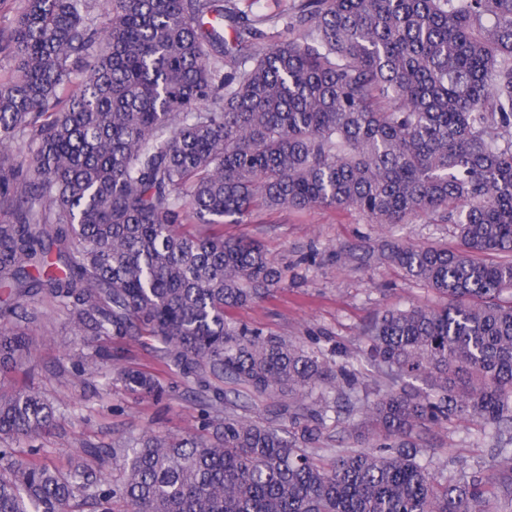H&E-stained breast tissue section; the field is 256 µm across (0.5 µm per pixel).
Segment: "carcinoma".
Here are the masks:
<instances>
[{
	"mask_svg": "<svg viewBox=\"0 0 512 512\" xmlns=\"http://www.w3.org/2000/svg\"><path fill=\"white\" fill-rule=\"evenodd\" d=\"M256 2L107 0L91 28L87 0H20L0 79V195L16 203L0 223V379L31 357L48 305L77 336L150 341L172 378L108 350L64 375L113 366L146 399L192 394L198 416L60 470L34 444L60 407L0 390V512H487L512 493V459L453 481L420 437L455 417L512 430V0H299L274 43ZM21 133L23 158L4 149ZM316 207L458 229L455 248L379 254L444 299L367 328L383 385L316 338L231 315L285 272L213 227ZM343 413L368 440L317 448Z\"/></svg>",
	"mask_w": 512,
	"mask_h": 512,
	"instance_id": "1",
	"label": "carcinoma"
}]
</instances>
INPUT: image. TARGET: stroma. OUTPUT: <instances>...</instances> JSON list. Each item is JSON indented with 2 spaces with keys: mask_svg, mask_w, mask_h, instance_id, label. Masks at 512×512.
Instances as JSON below:
<instances>
[{
  "mask_svg": "<svg viewBox=\"0 0 512 512\" xmlns=\"http://www.w3.org/2000/svg\"><path fill=\"white\" fill-rule=\"evenodd\" d=\"M220 230L230 240L260 242L272 263L288 268L287 279L272 296L234 310L235 320L298 343L317 336L324 347L333 346L350 355L364 348L368 323L384 309L441 302L437 293L408 278L398 267L375 263L364 268L360 258L368 257L386 240L441 246L458 242L452 224L420 217L382 228L354 209L257 211L245 223H226ZM349 249L356 255L355 261L343 259V251ZM29 338L33 356L9 375L5 389L31 387L79 412L77 419L39 438L50 466L65 467L83 457L87 445H108L146 428L171 433L193 428L197 410L187 396L148 402L112 377L87 383L59 377V367L70 366L73 353L94 350L93 342L73 336L63 313L46 309L40 324L30 329ZM422 437L429 456L436 465L446 466L453 479L477 470L499 471L506 464L505 459L493 455L492 440L468 419L431 427Z\"/></svg>",
  "mask_w": 512,
  "mask_h": 512,
  "instance_id": "obj_1",
  "label": "stroma"
}]
</instances>
